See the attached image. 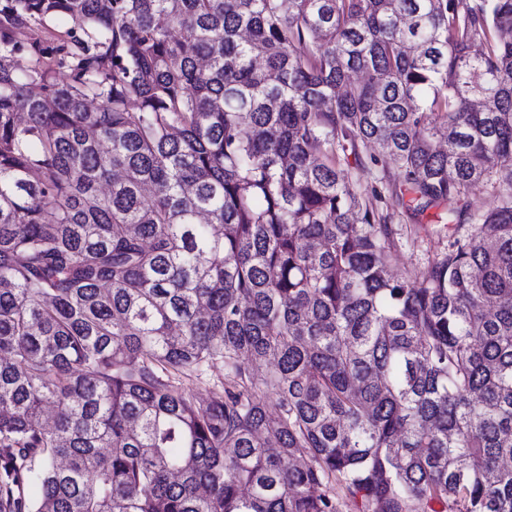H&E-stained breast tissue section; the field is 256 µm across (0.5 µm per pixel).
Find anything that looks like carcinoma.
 <instances>
[{"label":"carcinoma","instance_id":"obj_1","mask_svg":"<svg viewBox=\"0 0 512 512\" xmlns=\"http://www.w3.org/2000/svg\"><path fill=\"white\" fill-rule=\"evenodd\" d=\"M345 146L496 204L396 275ZM436 504L512 512V0H0V512Z\"/></svg>","mask_w":512,"mask_h":512}]
</instances>
